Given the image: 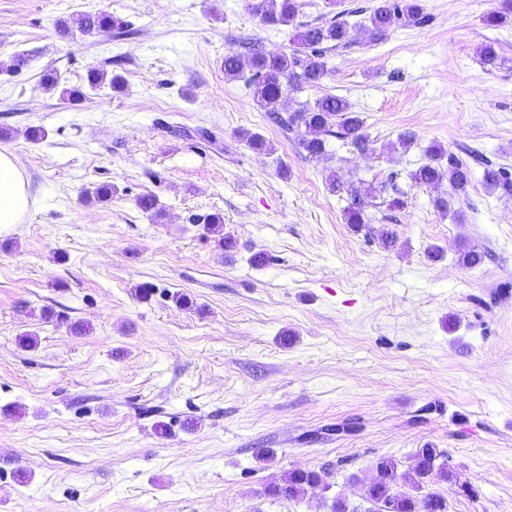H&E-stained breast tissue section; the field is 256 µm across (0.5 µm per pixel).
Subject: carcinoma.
I'll list each match as a JSON object with an SVG mask.
<instances>
[{
    "mask_svg": "<svg viewBox=\"0 0 512 512\" xmlns=\"http://www.w3.org/2000/svg\"><path fill=\"white\" fill-rule=\"evenodd\" d=\"M298 0H255L253 9L260 21L268 25H289L299 13ZM341 11L331 20L321 23H303L297 33V47L289 52L253 51L248 55L230 51L224 55V74L243 79L246 89L252 92L255 102L266 112L271 123L295 134L294 143L299 152L314 159L327 152V138L334 137L350 142L364 152L370 138L364 129V121L344 99L326 95L314 102H305L296 111L286 115L280 109L285 88L300 90L304 86L320 84L328 74L327 53L347 43L348 21ZM512 17V0H503L502 7L487 15L486 24L499 26ZM368 31L374 41L382 40L394 24L419 25L424 22L421 0H379L367 17ZM79 31L89 34L104 28L120 33L129 32L128 22L103 12L81 13L72 24ZM481 63L489 70L499 65V54L493 43H485L479 49ZM483 170L482 180L487 189L501 198H512V168L496 165L478 152H470L464 161L441 148L431 151L430 161L418 167L411 179L418 185H438L448 180L450 197L438 196L434 207L448 213L449 198L467 196L473 168ZM398 174L392 172L380 185V191L392 192L391 205H404L403 192L399 188ZM375 189L351 191L350 202L344 210L346 223L359 229L367 223L366 208ZM376 475L364 490V498L373 505L367 512H380L381 504H389L390 512H448L446 500L428 493L421 497L400 494L393 488L396 463L380 459L375 465ZM443 479L454 478L448 457L436 448H420L414 455L413 464L404 473L405 481L413 488H422L432 473ZM322 481L321 474L313 470H294L282 481L268 489L276 498L296 499L309 487Z\"/></svg>",
    "mask_w": 512,
    "mask_h": 512,
    "instance_id": "cac0c4a2",
    "label": "carcinoma"
}]
</instances>
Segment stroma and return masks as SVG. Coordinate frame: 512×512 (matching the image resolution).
<instances>
[{
  "label": "stroma",
  "instance_id": "obj_1",
  "mask_svg": "<svg viewBox=\"0 0 512 512\" xmlns=\"http://www.w3.org/2000/svg\"><path fill=\"white\" fill-rule=\"evenodd\" d=\"M251 3L0 0V60L29 57L0 71V146L35 198L0 232V512H330L339 495L365 512L376 461L402 473L421 448L450 457L455 479L424 486L448 512H512V199L477 174L444 214L448 184L406 177L437 145L512 166V19L486 24L500 0H422L425 22L381 41L352 26L282 109L343 97L370 147L334 139L308 159L224 75L246 43L296 46V24H262ZM97 11L130 33L62 32ZM93 70L121 89L91 87ZM395 170L404 207L377 197L355 231L348 189ZM107 183L110 200L90 198ZM215 214L230 245L196 222ZM466 246L481 267L461 264ZM297 469L322 483L267 495Z\"/></svg>",
  "mask_w": 512,
  "mask_h": 512
}]
</instances>
